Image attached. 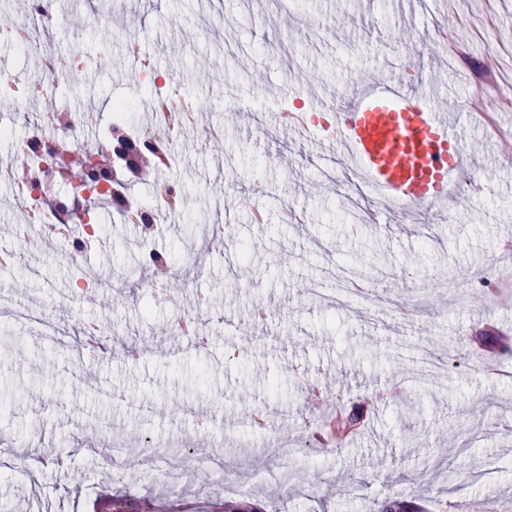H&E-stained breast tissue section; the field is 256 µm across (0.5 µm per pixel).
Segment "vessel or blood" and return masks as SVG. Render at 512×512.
Returning <instances> with one entry per match:
<instances>
[{"mask_svg":"<svg viewBox=\"0 0 512 512\" xmlns=\"http://www.w3.org/2000/svg\"><path fill=\"white\" fill-rule=\"evenodd\" d=\"M336 122L337 147L384 203L433 209L467 176L456 125L416 87L396 81L353 89Z\"/></svg>","mask_w":512,"mask_h":512,"instance_id":"b4317fda","label":"vessel or blood"}]
</instances>
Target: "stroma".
Instances as JSON below:
<instances>
[{
  "mask_svg": "<svg viewBox=\"0 0 512 512\" xmlns=\"http://www.w3.org/2000/svg\"><path fill=\"white\" fill-rule=\"evenodd\" d=\"M27 0H0V74L40 75L38 47L5 38ZM53 46L77 57L56 89L94 114L79 141L112 122V103L129 100L149 126V94L132 56L172 68L196 125L182 133V162L135 182L142 199L155 181L183 191L158 251L168 276L143 269L139 227L100 216L98 242L71 258L77 236L34 230L12 185L0 183V448L19 457L0 465V512H214L224 502L260 512H374L390 496L421 512H512V110L492 96L485 111L458 110L475 69L494 58L512 78V0H60ZM112 17L103 25L101 15ZM402 76L425 84L456 121L473 167V186L416 218L378 207L356 171L345 168L312 127L287 129L265 111L271 85L300 90L332 107L346 77L358 83ZM230 96L251 99L249 116L224 113ZM17 105L0 97V163L31 131ZM210 136H202V129ZM263 192H255V179ZM305 212L283 222L282 200ZM216 224L232 238L213 233ZM117 276L103 289L110 306L86 298L82 270ZM369 296L349 294L350 281ZM266 308V320L252 316ZM197 319L206 347L170 340L171 318ZM101 325L103 348L87 359L80 324ZM28 352L24 368L8 361ZM65 398L68 412L56 408ZM213 418L201 431L181 406ZM357 411L363 427L346 444L311 445L292 468L284 443L323 434L334 414ZM265 415L264 430L246 414ZM235 432L240 455L215 459ZM198 452L193 478H169L174 449ZM40 462L32 469L28 458ZM458 474L449 477V466ZM341 483L358 485L340 495Z\"/></svg>",
  "mask_w": 512,
  "mask_h": 512,
  "instance_id": "obj_1",
  "label": "stroma"
}]
</instances>
